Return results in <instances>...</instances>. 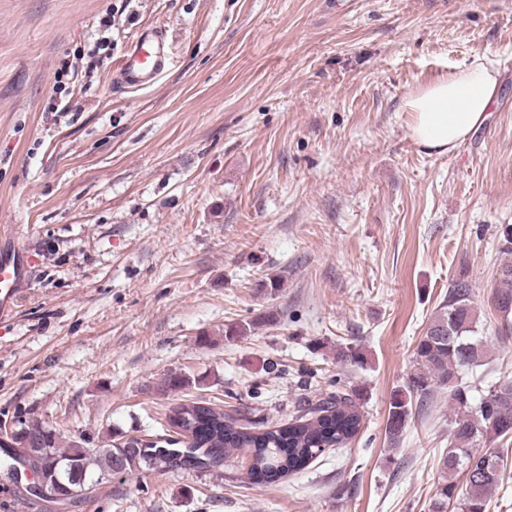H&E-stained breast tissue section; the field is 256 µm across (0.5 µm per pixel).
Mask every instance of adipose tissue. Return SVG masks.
Instances as JSON below:
<instances>
[{"label":"adipose tissue","mask_w":512,"mask_h":512,"mask_svg":"<svg viewBox=\"0 0 512 512\" xmlns=\"http://www.w3.org/2000/svg\"><path fill=\"white\" fill-rule=\"evenodd\" d=\"M499 71L489 56L475 58L402 100L409 112V132L417 146L429 154H450L487 119L497 97Z\"/></svg>","instance_id":"adipose-tissue-1"}]
</instances>
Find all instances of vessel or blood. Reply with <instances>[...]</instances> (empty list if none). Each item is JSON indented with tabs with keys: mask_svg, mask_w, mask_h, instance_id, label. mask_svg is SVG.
<instances>
[{
	"mask_svg": "<svg viewBox=\"0 0 512 512\" xmlns=\"http://www.w3.org/2000/svg\"><path fill=\"white\" fill-rule=\"evenodd\" d=\"M168 66L164 39L157 34L141 33L116 68L114 80L125 88H146L156 83ZM13 257L0 261V320L11 317L26 279L24 254L13 248Z\"/></svg>",
	"mask_w": 512,
	"mask_h": 512,
	"instance_id": "1",
	"label": "vessel or blood"
}]
</instances>
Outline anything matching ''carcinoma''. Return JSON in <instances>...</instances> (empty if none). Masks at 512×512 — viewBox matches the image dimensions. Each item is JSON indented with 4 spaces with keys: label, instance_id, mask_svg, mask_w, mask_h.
I'll return each instance as SVG.
<instances>
[{
    "label": "carcinoma",
    "instance_id": "cac0c4a2",
    "mask_svg": "<svg viewBox=\"0 0 512 512\" xmlns=\"http://www.w3.org/2000/svg\"><path fill=\"white\" fill-rule=\"evenodd\" d=\"M473 288L463 278L448 290V300L429 323L414 352L416 367L407 390L392 398L386 436L397 442L413 408L427 406L435 386L448 389L451 410L448 451L440 459L443 482L435 494L434 512H446L455 501L460 512H486L488 497L501 480L500 451L483 447L512 434V381L495 384L476 396L458 377L459 369L473 365L485 350L477 340ZM493 305L503 319L512 315V263L499 274ZM200 427L204 433L182 439H137L115 442L107 448H62L56 431L23 422L13 430L18 448L46 452L44 476L66 495L83 487H97L116 474L169 473L211 470L232 457L251 470L279 477L304 469L329 448H342L362 426L363 416L349 395L332 392L307 412L271 429L256 431L236 415L201 398L181 403L165 414L167 427Z\"/></svg>",
    "mask_w": 512,
    "mask_h": 512
}]
</instances>
